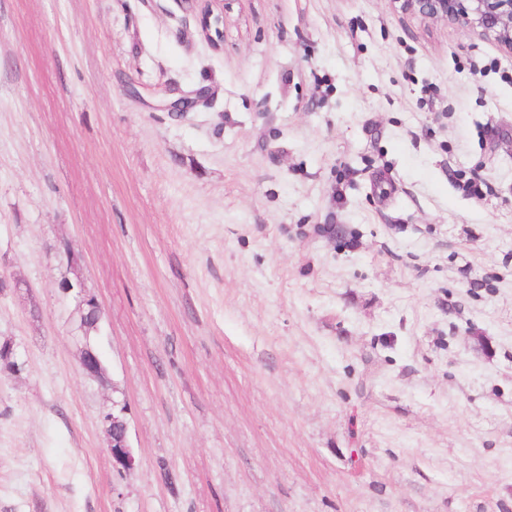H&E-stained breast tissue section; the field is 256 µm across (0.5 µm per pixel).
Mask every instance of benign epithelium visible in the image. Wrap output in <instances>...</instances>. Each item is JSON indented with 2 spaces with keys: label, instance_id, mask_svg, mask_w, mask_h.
Instances as JSON below:
<instances>
[{
  "label": "benign epithelium",
  "instance_id": "obj_1",
  "mask_svg": "<svg viewBox=\"0 0 512 512\" xmlns=\"http://www.w3.org/2000/svg\"><path fill=\"white\" fill-rule=\"evenodd\" d=\"M184 10L197 12L204 9L202 32L213 41L222 33L223 11L213 6L223 0H180ZM394 8L403 13L414 14L422 18L442 20L463 30L475 31L496 40L507 52L512 54V0H389ZM172 95L163 108L185 115L202 98L205 91L199 89L189 93L167 90ZM80 343V365L83 372L99 379L103 373V363L89 342V337H77ZM103 422L112 423V431L106 433L108 450L112 459L122 468L130 470L135 466V458L128 444V425L124 411H112L104 416Z\"/></svg>",
  "mask_w": 512,
  "mask_h": 512
}]
</instances>
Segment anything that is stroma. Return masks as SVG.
<instances>
[{"instance_id": "1", "label": "stroma", "mask_w": 512, "mask_h": 512, "mask_svg": "<svg viewBox=\"0 0 512 512\" xmlns=\"http://www.w3.org/2000/svg\"><path fill=\"white\" fill-rule=\"evenodd\" d=\"M1 276L0 512H512L494 41L388 0H224L217 48L180 0H0ZM166 92L169 95L178 94L177 97H173L168 100L163 108L171 112H176L178 115H185L193 108L202 98L205 97V90H196L189 93L176 92L175 90L167 89ZM80 343V365L83 372L93 379H100L103 373V363L89 342L88 336H76ZM114 406L112 407V412L107 413L103 419L104 424L112 422V433L105 431L107 447L112 455V459L121 465L123 469L130 470L135 466V458L128 444V425L123 415V408L115 412Z\"/></svg>"}]
</instances>
